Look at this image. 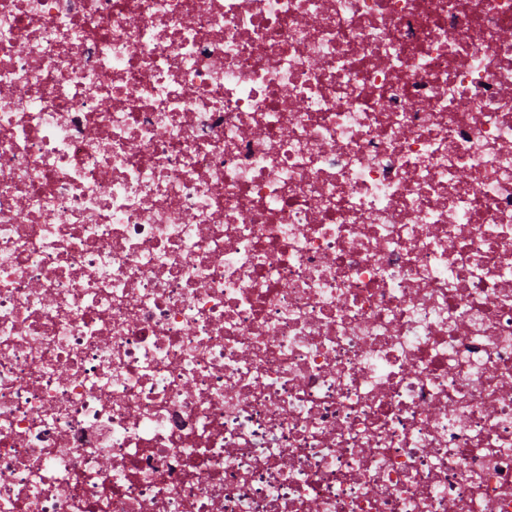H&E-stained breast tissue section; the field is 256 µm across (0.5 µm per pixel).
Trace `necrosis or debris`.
I'll return each instance as SVG.
<instances>
[{
  "label": "necrosis or debris",
  "mask_w": 512,
  "mask_h": 512,
  "mask_svg": "<svg viewBox=\"0 0 512 512\" xmlns=\"http://www.w3.org/2000/svg\"><path fill=\"white\" fill-rule=\"evenodd\" d=\"M0 512H512V0H0Z\"/></svg>",
  "instance_id": "1"
}]
</instances>
